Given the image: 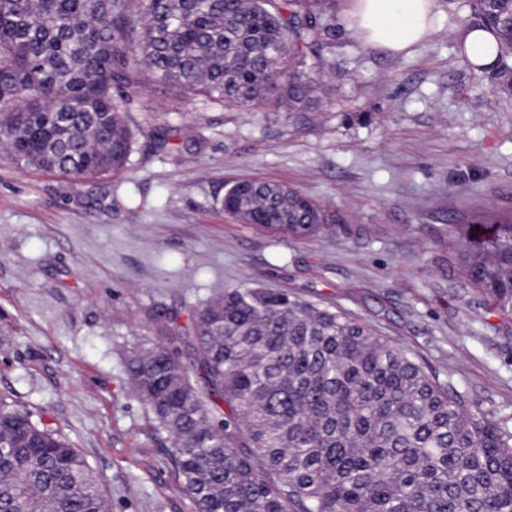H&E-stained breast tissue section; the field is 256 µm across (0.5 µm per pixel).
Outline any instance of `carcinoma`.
<instances>
[{
  "label": "carcinoma",
  "instance_id": "cac0c4a2",
  "mask_svg": "<svg viewBox=\"0 0 512 512\" xmlns=\"http://www.w3.org/2000/svg\"><path fill=\"white\" fill-rule=\"evenodd\" d=\"M501 36L512 0H467ZM336 0H0V145L16 164L81 179L124 168V112L147 73L211 104L312 109ZM224 213L281 238L333 221L313 199L242 180ZM465 238L466 285L512 317V218ZM128 372L194 512H512V416L469 410L350 314L268 288L224 292ZM192 350L187 364L182 347ZM225 403L229 412L220 408ZM0 512H109L85 456L0 397Z\"/></svg>",
  "mask_w": 512,
  "mask_h": 512
}]
</instances>
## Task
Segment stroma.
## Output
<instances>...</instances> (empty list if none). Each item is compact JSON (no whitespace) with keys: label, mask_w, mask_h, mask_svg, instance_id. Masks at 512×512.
Here are the masks:
<instances>
[{"label":"stroma","mask_w":512,"mask_h":512,"mask_svg":"<svg viewBox=\"0 0 512 512\" xmlns=\"http://www.w3.org/2000/svg\"><path fill=\"white\" fill-rule=\"evenodd\" d=\"M439 4L432 37L397 54L354 37L338 0L305 119L142 75L122 170L76 180L0 153V397L84 454L110 512H193L126 364L160 343V315L188 325L231 289L342 309L471 410L512 414V322L462 290L451 235L512 215V86L463 61L464 0ZM244 179L293 186L338 220L278 241L222 211Z\"/></svg>","instance_id":"obj_1"}]
</instances>
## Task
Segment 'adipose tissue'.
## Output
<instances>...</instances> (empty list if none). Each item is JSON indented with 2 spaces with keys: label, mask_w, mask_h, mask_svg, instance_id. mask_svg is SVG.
<instances>
[{
  "label": "adipose tissue",
  "mask_w": 512,
  "mask_h": 512,
  "mask_svg": "<svg viewBox=\"0 0 512 512\" xmlns=\"http://www.w3.org/2000/svg\"><path fill=\"white\" fill-rule=\"evenodd\" d=\"M438 0H353L350 29L369 44L401 53L428 41ZM468 59L477 65L493 64L499 47L496 32L466 25L457 32Z\"/></svg>",
  "instance_id": "ef3b65f1"
}]
</instances>
